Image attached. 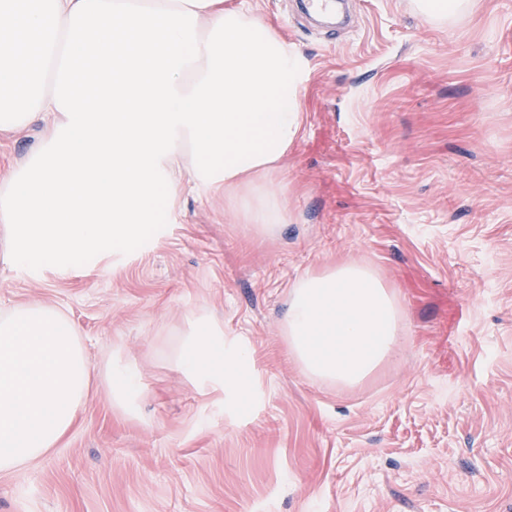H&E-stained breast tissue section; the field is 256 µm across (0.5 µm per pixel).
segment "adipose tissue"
Segmentation results:
<instances>
[{
  "instance_id": "adipose-tissue-1",
  "label": "adipose tissue",
  "mask_w": 512,
  "mask_h": 512,
  "mask_svg": "<svg viewBox=\"0 0 512 512\" xmlns=\"http://www.w3.org/2000/svg\"><path fill=\"white\" fill-rule=\"evenodd\" d=\"M42 123L39 146L0 178L7 258L85 260L142 239L172 214L180 160L243 223H286L275 174L298 138L297 66L249 0H0V133ZM396 292L356 262L304 274L283 334L307 375L354 386L396 355ZM173 359L227 405L250 393V353L207 316ZM94 369L62 308L0 312V473L46 456L72 429ZM109 396L133 406L141 380L110 364Z\"/></svg>"
}]
</instances>
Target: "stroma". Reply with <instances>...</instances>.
I'll list each match as a JSON object with an SVG mask.
<instances>
[{
  "label": "stroma",
  "mask_w": 512,
  "mask_h": 512,
  "mask_svg": "<svg viewBox=\"0 0 512 512\" xmlns=\"http://www.w3.org/2000/svg\"><path fill=\"white\" fill-rule=\"evenodd\" d=\"M252 5L299 62L288 221L256 231L187 187L93 266L0 261V312L66 308L95 369L59 446L0 473V512H512V0L444 23L349 0L340 31ZM344 261L406 314L398 356L354 387L304 374L282 334L297 279ZM201 309L252 355L233 412L166 356ZM114 353L137 414L109 400Z\"/></svg>",
  "instance_id": "35a3bbf8"
}]
</instances>
